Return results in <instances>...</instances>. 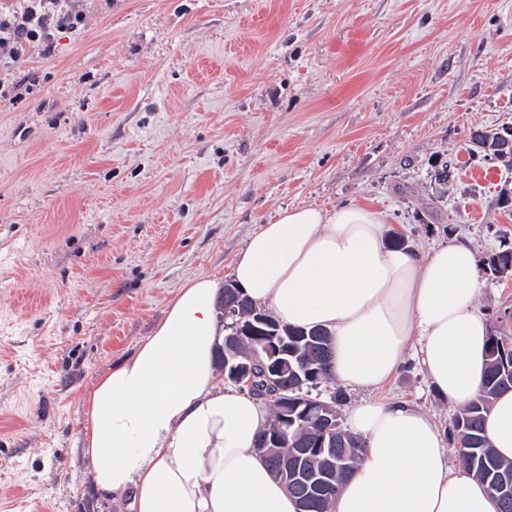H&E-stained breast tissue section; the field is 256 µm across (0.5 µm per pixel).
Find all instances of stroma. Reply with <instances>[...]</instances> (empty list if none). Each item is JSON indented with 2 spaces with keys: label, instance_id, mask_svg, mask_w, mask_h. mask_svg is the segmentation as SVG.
Wrapping results in <instances>:
<instances>
[{
  "label": "stroma",
  "instance_id": "35a3bbf8",
  "mask_svg": "<svg viewBox=\"0 0 512 512\" xmlns=\"http://www.w3.org/2000/svg\"><path fill=\"white\" fill-rule=\"evenodd\" d=\"M69 5L51 54L0 59V512H127L93 485L82 397L279 208L512 247V168L466 150L512 127V0ZM484 280L512 341V276ZM385 393L454 414L411 360Z\"/></svg>",
  "mask_w": 512,
  "mask_h": 512
}]
</instances>
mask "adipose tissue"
<instances>
[{
	"instance_id": "1",
	"label": "adipose tissue",
	"mask_w": 512,
	"mask_h": 512,
	"mask_svg": "<svg viewBox=\"0 0 512 512\" xmlns=\"http://www.w3.org/2000/svg\"><path fill=\"white\" fill-rule=\"evenodd\" d=\"M385 223L365 206L283 208L249 236L233 279L281 323L327 329L336 382L377 389L411 358L437 395L464 408L482 394L489 337L476 252L457 237L396 249ZM219 292L210 276L186 280L151 335L84 396L92 481L131 512H299L256 449L268 412L216 367ZM347 425L366 453L333 512H498L422 410L368 399ZM484 426L512 460V390L493 398Z\"/></svg>"
}]
</instances>
